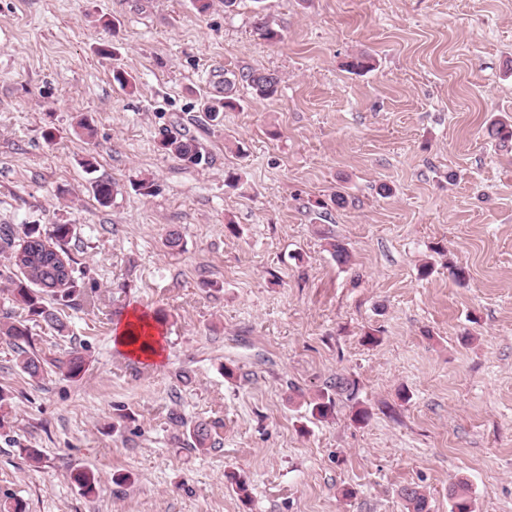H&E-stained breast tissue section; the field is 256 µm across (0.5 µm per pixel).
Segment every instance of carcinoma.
<instances>
[{"instance_id": "1", "label": "carcinoma", "mask_w": 512, "mask_h": 512, "mask_svg": "<svg viewBox=\"0 0 512 512\" xmlns=\"http://www.w3.org/2000/svg\"><path fill=\"white\" fill-rule=\"evenodd\" d=\"M253 31L263 40L276 43L281 40L280 32L260 12H255L252 22ZM246 84L253 94L266 99L274 96L279 89L280 79L273 73L249 69L241 73L224 71V88L222 95L212 99L205 116L211 122H221L224 110L236 106V93L240 84ZM159 147L162 151L182 161L190 160L198 165L203 155L197 140L173 126L161 133ZM91 190L96 201L106 206L112 202L114 186L108 179H96L91 183ZM73 237L69 224H55L50 232H42L38 225L27 224L23 236L8 224L0 225V252L6 254L7 264L0 269V283L4 291L11 296V301L22 310L15 315L10 310L0 315V341L15 349L17 365L21 371L34 380H42L54 373L69 379H79L86 371V361L78 352L71 351L64 357L47 358L36 348L29 323L45 324L62 336L68 325L62 318L64 308L75 306L92 307L94 296L86 290L84 273L77 267V262L69 256L67 246ZM69 257L72 266L67 279L55 278L47 266L45 245ZM32 256L25 267L14 263V253L19 248ZM334 399L322 392L306 403L308 413L316 419H324L334 407ZM171 421L186 428L187 440L192 447L206 451L211 447L213 425L200 420L187 423L179 413L171 414ZM72 480L85 494L91 493L97 483L96 474L89 469H79L72 473ZM451 502L450 512H473L469 483L460 480L452 485L448 492ZM401 497L408 512H428L425 491L417 485H408L401 489Z\"/></svg>"}]
</instances>
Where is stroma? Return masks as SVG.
I'll list each match as a JSON object with an SVG mask.
<instances>
[{
    "label": "stroma",
    "instance_id": "obj_1",
    "mask_svg": "<svg viewBox=\"0 0 512 512\" xmlns=\"http://www.w3.org/2000/svg\"><path fill=\"white\" fill-rule=\"evenodd\" d=\"M210 3L0 0V224L73 225L96 300L66 309L68 336L32 329L46 355L84 356L80 380H32L0 342V500L406 512L400 490L419 485L429 512H450L463 479L474 512H512V142L489 132L512 117V0ZM259 4L280 43L254 33ZM360 55L372 70L351 72ZM244 68L278 74L277 94L239 88L210 125L215 75ZM171 125L206 163L160 150ZM143 177L155 195L134 191ZM96 178L115 185L111 205ZM133 308L165 314L161 361L113 345ZM340 378L356 394L334 391ZM329 390L333 414L312 418L305 400ZM174 411L218 422L212 448H191ZM78 468L98 475L94 493L71 482Z\"/></svg>",
    "mask_w": 512,
    "mask_h": 512
}]
</instances>
